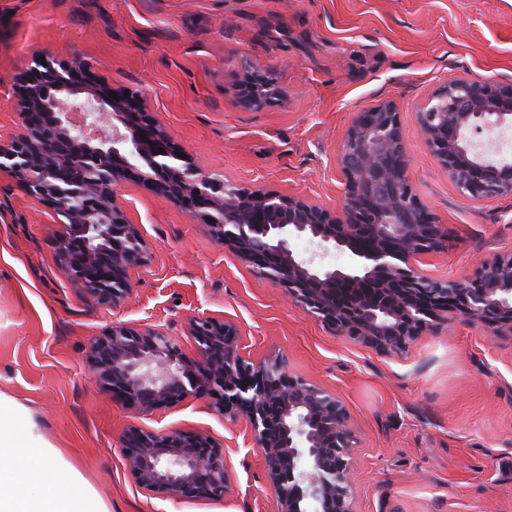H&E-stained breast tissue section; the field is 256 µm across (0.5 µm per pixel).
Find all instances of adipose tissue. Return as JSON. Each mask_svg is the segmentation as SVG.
Returning <instances> with one entry per match:
<instances>
[{
  "instance_id": "1",
  "label": "adipose tissue",
  "mask_w": 512,
  "mask_h": 512,
  "mask_svg": "<svg viewBox=\"0 0 512 512\" xmlns=\"http://www.w3.org/2000/svg\"><path fill=\"white\" fill-rule=\"evenodd\" d=\"M17 410L0 396V449L14 448L12 476H0V512H107L93 491L77 490L57 479L64 461L56 449L41 446L34 433L14 428Z\"/></svg>"
}]
</instances>
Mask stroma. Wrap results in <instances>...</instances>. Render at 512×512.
Segmentation results:
<instances>
[{"mask_svg":"<svg viewBox=\"0 0 512 512\" xmlns=\"http://www.w3.org/2000/svg\"><path fill=\"white\" fill-rule=\"evenodd\" d=\"M37 55L83 59L103 87L140 92L157 122L212 174L334 210L337 160L360 111L395 102L406 177L448 232L422 256L462 280L512 252V195L474 200L441 169L415 113L455 77L512 85V0H0V145L24 129L16 88ZM281 102L237 104L245 61ZM147 253L117 307L83 300L59 270L57 213L0 169V394L19 430L57 448L108 512H274L264 453L246 418L209 397L143 413L91 382L89 341L124 323L174 337L188 322L234 325L242 356L285 358L289 375L336 396L355 428L354 512H512V339L458 321L382 355L331 333L209 225L129 180L119 190ZM210 436L230 492L180 500L142 489L121 437L131 428Z\"/></svg>","mask_w":512,"mask_h":512,"instance_id":"35a3bbf8","label":"stroma"}]
</instances>
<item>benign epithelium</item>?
<instances>
[{
  "label": "benign epithelium",
  "instance_id": "1",
  "mask_svg": "<svg viewBox=\"0 0 512 512\" xmlns=\"http://www.w3.org/2000/svg\"><path fill=\"white\" fill-rule=\"evenodd\" d=\"M50 89L56 91L51 97ZM238 98L262 108L282 100L283 92L248 64ZM18 107L24 132L0 148V168L62 217L59 267L89 302L123 300L130 294L128 271L142 262V240L118 201L122 183L134 176L210 225L338 336L390 354L456 319L477 322L491 336L512 335V253L452 285L416 270L420 256L441 249L446 238L408 184L403 132L391 102L352 119L338 160L344 181L333 214L301 197L250 191L203 172L142 96L125 88L100 93L88 84L79 58L35 62L22 80ZM416 119L463 194L478 200L512 194V163L477 152L475 142L512 124V86L453 78ZM101 239L109 248L97 245ZM297 240L307 241L312 253L297 251ZM332 251L347 253L350 264L324 262ZM190 333L194 360L163 332L114 326L91 342L89 376L141 412L189 396L214 398L224 416L248 420L264 451L276 512H353L356 434L336 397L287 375L282 359L259 365L245 359L236 330L224 322L197 317ZM121 443L147 491L182 500H221L229 492L224 448L205 434L132 428Z\"/></svg>",
  "mask_w": 512,
  "mask_h": 512
}]
</instances>
